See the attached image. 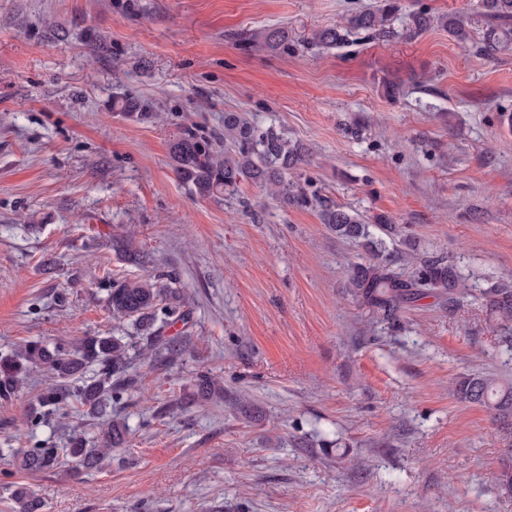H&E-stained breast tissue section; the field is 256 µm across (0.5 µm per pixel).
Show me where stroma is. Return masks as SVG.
Masks as SVG:
<instances>
[{"mask_svg":"<svg viewBox=\"0 0 512 512\" xmlns=\"http://www.w3.org/2000/svg\"><path fill=\"white\" fill-rule=\"evenodd\" d=\"M376 3L0 0V357L134 335L106 306L116 279L175 272L190 312L168 329L185 340L177 361L132 367L138 389L112 404L128 442L99 469L4 456L66 450L71 425L99 432L77 407L32 425L47 377L0 400V512L18 485L41 512H512L496 484L512 429L452 391L512 375L482 301L430 291L378 320L348 283L364 244L318 209L247 181L201 199L173 173L183 130L220 133L245 112L308 148L289 175L307 194L389 216L400 251L452 260L469 287L512 283V44L478 52L479 0H398L391 40L308 44ZM420 10L472 15V42L439 26L406 36ZM275 25L287 47L239 39ZM124 96L151 118L113 111ZM201 371L224 391L195 404ZM10 455L16 458L20 468L30 472H43L59 465L57 448H8Z\"/></svg>","mask_w":512,"mask_h":512,"instance_id":"1","label":"stroma"}]
</instances>
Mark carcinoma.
I'll return each instance as SVG.
<instances>
[{"instance_id": "cac0c4a2", "label": "carcinoma", "mask_w": 512, "mask_h": 512, "mask_svg": "<svg viewBox=\"0 0 512 512\" xmlns=\"http://www.w3.org/2000/svg\"><path fill=\"white\" fill-rule=\"evenodd\" d=\"M485 29L478 50L494 55L512 42V0H481ZM396 10L394 0H381L375 10L351 14L344 25H330L316 30L311 43L334 49L348 43L352 36L388 41L397 35L389 24ZM443 27L460 44L472 40L471 20L464 13L440 19ZM263 45L271 50L288 46V31L268 29ZM306 148L270 126L261 129L250 119L230 112L224 114V149L217 141L196 128L185 130L171 144V158L178 180L200 198L232 197L244 181L259 184L290 205L315 206L322 223L343 239H362L369 258L356 263L349 273V286L358 301L376 313L382 321L398 317L404 304L421 295L425 288H441L448 301L455 302L468 293L456 266L440 257L417 260L414 275L405 279L393 269V254L385 238L396 235L388 217L380 214L368 218L359 212L318 195H308L288 181V173L303 161ZM374 225L384 237H373ZM487 320L492 331L512 325V286L494 282L480 290ZM108 307L115 319H131L139 331V344L123 336H87L80 344L68 348L34 340L15 355L0 363V399L9 400L21 384L23 372H46L51 384L41 393L33 410L37 423H47L68 406L78 404L93 418L106 413L122 389L130 386L128 371L134 360L173 362L184 352L178 340L167 335L174 323L187 322L183 293L173 287L170 274H146L136 279L116 280L108 293ZM197 396L205 398L219 389L211 373L196 379ZM459 401L482 406L506 424L512 425V380L492 375L474 374L461 378L455 386ZM127 428L121 421H111L101 434L89 437L84 431L70 435L67 453L82 469L98 467L109 458L112 449L126 442ZM20 468L43 472L59 465L58 451L48 448H11ZM15 512H40L38 498L21 488L12 492Z\"/></svg>"}]
</instances>
